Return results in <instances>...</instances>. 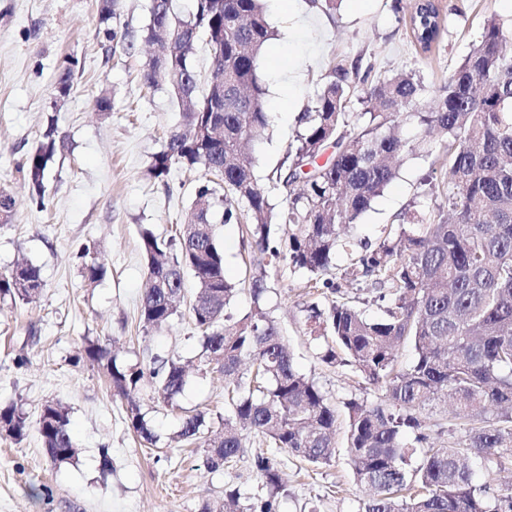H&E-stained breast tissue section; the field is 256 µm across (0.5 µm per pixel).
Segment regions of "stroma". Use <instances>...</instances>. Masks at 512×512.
<instances>
[{
	"instance_id": "stroma-1",
	"label": "stroma",
	"mask_w": 512,
	"mask_h": 512,
	"mask_svg": "<svg viewBox=\"0 0 512 512\" xmlns=\"http://www.w3.org/2000/svg\"><path fill=\"white\" fill-rule=\"evenodd\" d=\"M450 25L430 52L416 45L407 24L409 0H365L354 10L342 0L329 10L317 0H296L306 18L295 24L268 6L278 32L266 47L262 74L269 97L277 95L282 71L300 73L298 104L306 106L332 65L360 61L371 79L401 71L421 77L427 95L447 79L478 41L492 14L512 19L501 0H438ZM150 0H120V27L133 46L114 52L96 36L94 0H0V188L10 190L16 207L10 224L0 227V274L26 259L42 270L41 298L25 303L0 297V405L18 404L30 427L22 441L0 436V512H201L204 503L222 500L226 488L239 489L247 503L267 499L268 489L254 466L257 439L218 472L204 465L200 448H174L170 442L184 413L206 411L212 423L224 413V377L200 369L199 342L188 314L159 330L144 331L138 308L145 281L140 232L150 228L169 238L183 223L202 174L172 166L165 181L147 169L182 114L163 89L142 90L139 72L150 51L142 41ZM78 59L73 89L60 104L52 95L60 61ZM110 92V114H98L100 91ZM64 136L63 148L49 161L45 205L29 199L19 171L43 140L48 124ZM298 129L295 116L271 113L270 126L254 148L259 188L277 203L285 196L274 172ZM433 140L403 157L398 178L378 197L354 231L356 243H375L382 229L412 208L425 174L435 182L444 169L432 166ZM225 274L234 283L249 276V248L240 224L219 229ZM98 253L107 268L103 280L85 279L83 246ZM304 274L281 266L272 271L266 306L278 321L296 369L314 378L338 414L351 399L378 401L381 392L347 367H330L306 334L305 307L312 297ZM109 342L118 362L148 364L151 355L180 354L188 362L187 383L175 406L145 383L142 411L158 438L147 446L129 429L125 403L114 396L102 367L76 354L87 341ZM24 365H17L18 357ZM70 412L78 445L76 457L53 463L37 424L47 402ZM109 448L110 471H102L100 448ZM285 487L276 512H357L361 492L337 434L330 464L313 468L288 450L274 449Z\"/></svg>"
}]
</instances>
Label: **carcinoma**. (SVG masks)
Masks as SVG:
<instances>
[{"instance_id": "carcinoma-1", "label": "carcinoma", "mask_w": 512, "mask_h": 512, "mask_svg": "<svg viewBox=\"0 0 512 512\" xmlns=\"http://www.w3.org/2000/svg\"><path fill=\"white\" fill-rule=\"evenodd\" d=\"M118 0H97L98 35L126 44L118 25ZM409 22L415 40L430 51L442 30L435 0H415ZM276 31L263 0H196L188 20L172 0H151L146 40L160 47L139 74L147 89L161 86L177 99L183 121L152 156L150 178L167 177L174 164L200 168L207 178L176 235L161 240L143 229L140 249L147 287L141 295L143 330L178 315L175 300L185 274L196 282L189 317L200 335L197 362L224 372L227 408L214 429L202 412L189 413L175 442L204 449L207 468L216 472L243 453L249 436L290 451L302 462H331L337 429L336 407L313 379L300 373L265 307L269 267L282 262L309 273L306 287L335 295L325 307L306 309L307 333L329 365L350 366L382 391L376 403L352 399L347 410V453L357 485L367 490L360 512H512V487L494 490L474 479V469L512 471V25L491 16L480 39L435 93V107L421 106L422 81L412 72L368 80L361 65H334L326 83L299 113L298 130L276 169L287 192L280 206L255 184L251 144L269 126L267 87L261 58ZM211 52L213 79L223 78L224 97L200 89L192 56L199 39ZM78 60L68 56L55 86L70 94ZM361 112L346 111L352 97ZM416 124L434 132L443 148L446 182L428 176L421 196L431 204L404 213L400 223L373 245L355 253L340 274L333 259L347 247L348 230L394 181V162L415 151L404 128ZM49 125L44 141L20 168L36 205H44L48 162L63 145ZM332 154L317 163L327 148ZM15 198L0 189V224L10 223ZM245 223L252 253L248 293L252 305L235 318L228 313L238 294L224 273L218 224ZM83 274L91 283L106 274L90 249L82 250ZM375 291L371 317L341 290ZM45 287L41 268L29 261L0 274V296L25 303ZM414 348L403 366L401 347ZM81 357L102 365L112 388L126 401L129 427L147 444L156 443L137 399L145 376L155 379L163 401L173 402L186 384L181 357H151L149 372L121 365L107 344L90 341ZM454 401L432 442L422 416L442 398ZM28 417L11 404L0 407V435L17 442L27 434ZM43 448L55 463L72 460L77 443L70 415L59 402L46 404L39 418ZM256 466L267 486L283 488L274 459L262 453ZM203 512H276L270 497L260 507L245 505L237 489Z\"/></svg>"}]
</instances>
